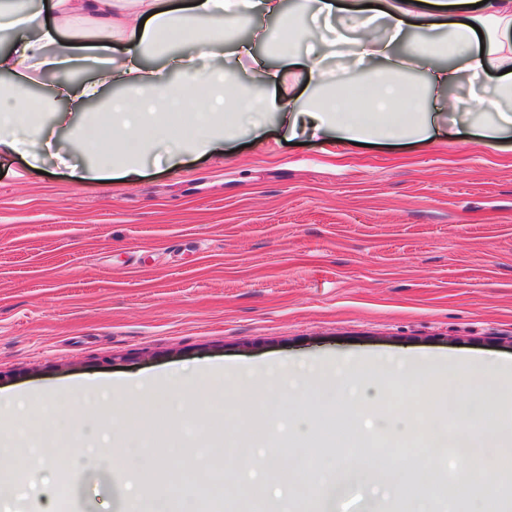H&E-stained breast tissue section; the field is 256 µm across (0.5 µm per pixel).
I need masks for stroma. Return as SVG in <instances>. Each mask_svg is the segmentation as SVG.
<instances>
[{
  "mask_svg": "<svg viewBox=\"0 0 512 512\" xmlns=\"http://www.w3.org/2000/svg\"><path fill=\"white\" fill-rule=\"evenodd\" d=\"M288 139L274 122L176 164L160 148L113 182L71 178L61 155L35 169L0 155V391L166 377L180 408L140 415L91 395L0 437V471L27 469L0 512H129L146 499L211 512L205 471L219 463L224 512L246 499L310 512L324 461L364 470L335 512H406L388 491L400 475L434 482L425 512L461 503L453 450L432 453L421 426L433 413L461 424L475 399L485 422H505L512 401L437 376L407 383L392 361H512V133L494 149L443 128L404 145ZM335 357L358 367L349 382L369 413L324 412L333 377L293 387L299 361ZM248 366L279 372L280 410L261 387L219 409L189 384L205 370L229 389ZM129 426L144 450L132 484L87 454ZM239 446L253 473L235 471Z\"/></svg>",
  "mask_w": 512,
  "mask_h": 512,
  "instance_id": "35a3bbf8",
  "label": "stroma"
}]
</instances>
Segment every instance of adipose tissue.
<instances>
[{
	"label": "adipose tissue",
	"mask_w": 512,
	"mask_h": 512,
	"mask_svg": "<svg viewBox=\"0 0 512 512\" xmlns=\"http://www.w3.org/2000/svg\"><path fill=\"white\" fill-rule=\"evenodd\" d=\"M255 13L281 23L278 64L255 50L266 38L263 30L229 56L215 43L210 20L245 25ZM340 18L357 33L358 72L352 76L330 75L324 68L330 49L324 32ZM379 18L390 31L383 39L374 34ZM414 29L430 37L404 49ZM0 30L13 36L9 51L0 54V71L19 78L0 87V152L16 150L8 132L24 124L33 142L60 140L71 155L83 158L72 171L80 180L125 178L162 140L173 161L208 153L220 149L227 133L242 127L258 132L272 118L291 136L325 135L339 142L425 140L450 113L465 117L477 142L490 148L512 131V0H379L375 7L370 0H297L290 12L284 0H46L22 14L0 10ZM299 35L309 45L303 55L290 47ZM114 42L124 43L122 57L110 55ZM172 44L182 51L165 59L178 76L170 84L155 80L141 57L147 47ZM99 52L104 59L91 79L59 81L47 97L23 101V84ZM445 56L451 59L446 66L440 63ZM239 60L259 75L267 93L241 88ZM481 76L488 79L482 95H456L463 79ZM112 88L117 96L105 98ZM96 100L101 108L88 112ZM433 371L502 389L512 383V363L473 361L459 372L445 361L406 360V378ZM423 434L428 447L457 446L464 475L472 455L492 469L501 449L512 446V428L496 423L479 433L466 425L450 432L433 418Z\"/></svg>",
	"instance_id": "adipose-tissue-1"
}]
</instances>
